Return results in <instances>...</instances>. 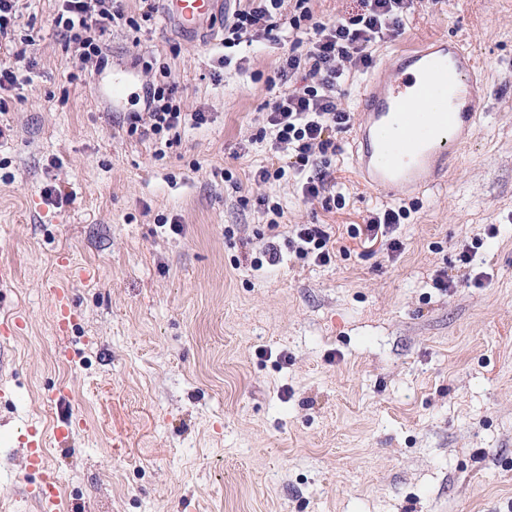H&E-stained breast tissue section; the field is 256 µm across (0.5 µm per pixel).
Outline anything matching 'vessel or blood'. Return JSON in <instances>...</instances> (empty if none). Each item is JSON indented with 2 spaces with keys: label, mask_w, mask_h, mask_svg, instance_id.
<instances>
[{
  "label": "vessel or blood",
  "mask_w": 512,
  "mask_h": 512,
  "mask_svg": "<svg viewBox=\"0 0 512 512\" xmlns=\"http://www.w3.org/2000/svg\"><path fill=\"white\" fill-rule=\"evenodd\" d=\"M166 12L187 31L216 13L220 0H164ZM475 58L461 42L431 38L418 47L387 57L384 75L366 83L360 94L362 121L351 147L352 162L369 188L384 194L420 190L439 183L458 149L475 133L480 95L473 77ZM448 88V107L437 113L428 133H417L412 110L434 87ZM39 485L28 493L41 512H56L58 478L43 456H32Z\"/></svg>",
  "instance_id": "obj_1"
}]
</instances>
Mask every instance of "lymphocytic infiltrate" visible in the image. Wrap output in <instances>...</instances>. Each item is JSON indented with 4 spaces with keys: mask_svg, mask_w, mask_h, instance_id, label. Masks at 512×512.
Here are the masks:
<instances>
[{
    "mask_svg": "<svg viewBox=\"0 0 512 512\" xmlns=\"http://www.w3.org/2000/svg\"><path fill=\"white\" fill-rule=\"evenodd\" d=\"M284 0H248L234 10L224 23V45L240 44L244 34L255 31L271 40L287 38L290 47L280 63L281 81L300 78L301 86L288 88L268 102L266 122L273 134L271 148L288 155V167L303 179L301 192L307 199L319 198L326 191L323 175L306 176L315 154H327L334 142L332 133L347 129L351 114L341 105L345 75L356 67L372 64L370 47L382 40L400 36L414 0H357L356 13L327 24L312 19L310 0H294V14L288 23L279 16ZM113 0H63L53 19L66 44L80 51L81 64L102 59L101 38L108 23L120 20ZM16 0H0V90L27 85L30 65L25 64L26 49L35 40L17 34ZM143 71L148 109L126 120L129 136L153 140L156 157H165L172 148L173 131L185 124L200 126L207 117L202 112H186L177 97L174 83L158 79L152 62ZM324 266L334 257L331 234L323 224L293 225L283 243H269L264 252L268 265L281 263L284 254Z\"/></svg>",
    "mask_w": 512,
    "mask_h": 512,
    "instance_id": "obj_1",
    "label": "lymphocytic infiltrate"
}]
</instances>
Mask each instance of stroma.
<instances>
[{"instance_id": "1", "label": "stroma", "mask_w": 512, "mask_h": 512, "mask_svg": "<svg viewBox=\"0 0 512 512\" xmlns=\"http://www.w3.org/2000/svg\"><path fill=\"white\" fill-rule=\"evenodd\" d=\"M235 7L192 33L159 14L112 23L108 66L71 84L58 0L19 2L38 50L31 83L0 90V323L22 321L0 351V512H37L36 433L60 512H512V0H419L401 38L373 45L350 112L418 35L464 40L482 109L445 183L420 193L362 187L336 133L332 209L292 176L254 181L288 165L258 138L284 47L225 48ZM144 58L207 115L160 160L126 133ZM269 201L280 233L332 225L335 261L254 268ZM388 206L409 212L393 260L348 234ZM439 270L457 287H434ZM50 281L73 310L61 331Z\"/></svg>"}]
</instances>
